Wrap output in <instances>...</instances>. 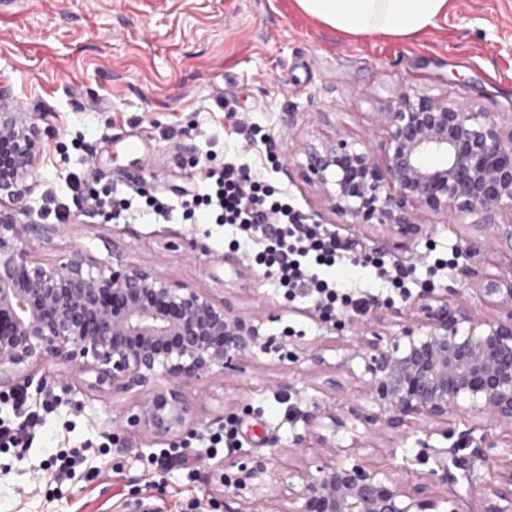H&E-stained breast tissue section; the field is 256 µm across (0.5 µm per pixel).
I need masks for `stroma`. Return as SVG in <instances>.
I'll list each match as a JSON object with an SVG mask.
<instances>
[{
    "label": "stroma",
    "mask_w": 512,
    "mask_h": 512,
    "mask_svg": "<svg viewBox=\"0 0 512 512\" xmlns=\"http://www.w3.org/2000/svg\"><path fill=\"white\" fill-rule=\"evenodd\" d=\"M410 88L512 117V0H452L447 17L413 39L347 36L300 13L294 0H0V93L46 133L38 184L22 205L72 228L49 242L31 240V260L60 262L77 247L100 258L121 255L232 308L277 314L270 335L296 353L321 340L331 365L350 331L326 330L309 302L286 301L263 267L225 246L223 227L178 216L114 219L86 199L93 191L175 198L196 187L201 165L222 167L226 149L247 147L253 171L275 191L288 192L304 214L324 211L319 190L288 156L309 139L337 133L379 143L375 113ZM134 138L142 149L132 154L126 143ZM419 222L421 232L399 248L384 231L357 232L330 213L323 219L340 246L352 243L407 268L421 266L429 247L452 246L462 263L512 273V248L470 255L471 226L429 212ZM27 373L52 382L56 405L28 453L0 449V512H137L141 500L165 512H186L194 500L197 512H224L205 473L193 478L178 466L162 472L153 465L164 441L133 428L128 447L97 448L113 417L135 412L140 395L96 385L92 374L52 361ZM62 376L65 392L55 384ZM329 377L272 351L208 388L187 382L182 390L195 407L198 434L236 414L240 455L281 452L282 482L294 485L298 471L329 455L293 449L305 416L360 396L349 381L330 388ZM69 421L76 424L70 433ZM64 440L86 451L74 479L60 482L43 462ZM393 446L392 457L372 446L360 454L402 469L413 485L430 470L448 469L441 492L456 499L459 512H484L495 466L416 430L401 431Z\"/></svg>",
    "instance_id": "35a3bbf8"
}]
</instances>
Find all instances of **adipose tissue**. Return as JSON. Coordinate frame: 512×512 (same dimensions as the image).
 <instances>
[{
    "label": "adipose tissue",
    "mask_w": 512,
    "mask_h": 512,
    "mask_svg": "<svg viewBox=\"0 0 512 512\" xmlns=\"http://www.w3.org/2000/svg\"><path fill=\"white\" fill-rule=\"evenodd\" d=\"M305 15L349 36L414 37L447 16L451 0H294Z\"/></svg>",
    "instance_id": "1"
}]
</instances>
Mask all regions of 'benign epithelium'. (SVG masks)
Returning a JSON list of instances; mask_svg holds the SVG:
<instances>
[{
    "instance_id": "obj_1",
    "label": "benign epithelium",
    "mask_w": 512,
    "mask_h": 512,
    "mask_svg": "<svg viewBox=\"0 0 512 512\" xmlns=\"http://www.w3.org/2000/svg\"><path fill=\"white\" fill-rule=\"evenodd\" d=\"M384 139L355 147L341 135L314 138L299 154L308 182L319 187L327 209L350 226L380 227L402 237L420 232V210L448 223L471 217L482 230L503 226L499 243L512 247V120L474 112L446 98L404 91L378 112ZM43 133L25 112L0 101V397L23 396L25 367L51 360L78 365L95 383L145 393L137 412L113 420L112 444L127 447L128 428L168 439L172 448L197 434L195 411L181 384L229 376L243 361L270 351L266 319L234 312L202 292L151 268L114 255L98 258L76 248L59 264L29 258L31 239L65 232L59 224L18 217L1 197L21 200L36 187ZM440 162L431 164L428 158ZM457 279L483 291L497 314L476 317L462 293L424 289L419 301L386 310L399 319L394 334L355 323L348 314H321L337 332L354 329V344L335 365L359 386L366 405L314 427L294 445L330 448L334 457L316 472L299 475L279 512H458L455 499L432 490L448 472L432 470L428 482L407 487L394 472L358 454L376 430L409 424L428 434L454 433L452 416L468 409L508 429L483 431L476 451L497 468L485 512H512V275L456 267ZM349 444H336L340 432ZM232 501L247 491L265 504L279 484L263 457L197 458Z\"/></svg>"
}]
</instances>
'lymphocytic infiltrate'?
<instances>
[{
	"label": "lymphocytic infiltrate",
	"instance_id": "f902f5d3",
	"mask_svg": "<svg viewBox=\"0 0 512 512\" xmlns=\"http://www.w3.org/2000/svg\"><path fill=\"white\" fill-rule=\"evenodd\" d=\"M91 203L110 208L116 218L136 211L167 220L178 213L197 224L237 227L241 247L267 268L285 299L304 298L315 309L335 314L361 311L370 303L364 291L337 286L334 270L349 255L329 230L309 222L287 193H274L262 179L250 176L245 165L228 161L209 170L204 186L184 193L175 206L134 195L95 197Z\"/></svg>",
	"mask_w": 512,
	"mask_h": 512
}]
</instances>
